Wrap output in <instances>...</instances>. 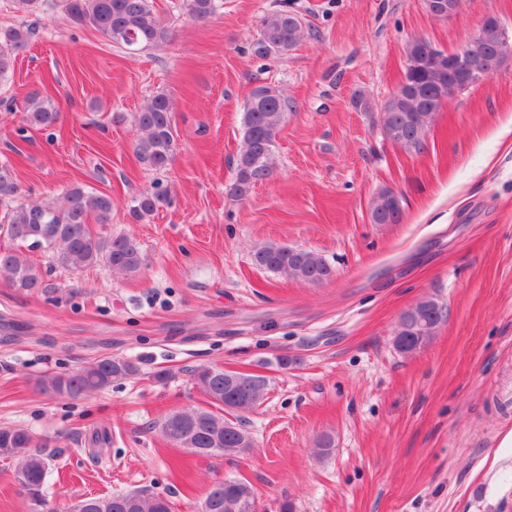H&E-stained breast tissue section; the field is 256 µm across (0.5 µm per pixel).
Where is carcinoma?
I'll return each mask as SVG.
<instances>
[{"instance_id":"obj_1","label":"carcinoma","mask_w":512,"mask_h":512,"mask_svg":"<svg viewBox=\"0 0 512 512\" xmlns=\"http://www.w3.org/2000/svg\"><path fill=\"white\" fill-rule=\"evenodd\" d=\"M65 10L77 26L95 30L112 43L129 51L160 46L171 38L170 30L155 16L151 0H65ZM183 8L195 22L211 19L217 0H183ZM259 37L250 44L258 59L285 56L304 36L297 13L286 8L264 14L259 20ZM35 34L34 24L0 29V79L12 70L14 52L26 47ZM406 90L387 99L386 129L390 141L407 150L424 149L435 115L448 101V85L453 76L448 57L430 56L426 45L411 40L404 49ZM468 55L494 64L496 46L492 36L473 39ZM291 105L281 90L267 84L252 89L243 112V146L234 165L230 192L242 199L252 188L269 179L275 167L276 137ZM24 120L39 127H51L60 112L50 98L29 97ZM133 121L139 136L133 152L144 166L165 170L176 148V122L170 98L159 92L148 99ZM20 194L13 164L0 163V204ZM133 213L141 218L171 203L168 191L155 185L133 200ZM402 219L400 197L390 190L379 192L371 203L374 224H397ZM112 223V197L89 192L75 184L65 190L62 200L53 204H16L0 215V237L12 247L0 250V276L21 293L47 287L41 268L26 252L42 249L61 268L78 270L94 265L110 272L134 274L144 258L137 241L127 235L100 236L91 223ZM256 266L273 274L321 284L334 276V269L318 254L284 245L268 244L253 253ZM438 301L427 298L400 317L395 348L411 354L436 335L443 317L436 313ZM140 372L134 361L116 356L98 358L75 371L60 372L40 381L43 392L63 398H76L109 388L115 382L132 379ZM191 381L203 397L199 406L173 412L159 427L161 438L174 448H182L201 458L236 456L254 440L241 425L226 418V408L249 412L262 404L268 380L262 375L226 372L201 366L191 372ZM44 444L21 426L0 427V458L9 461L14 481L22 480L37 494L44 493L51 457ZM218 452H213V449ZM254 497L245 479L229 478L214 483L203 503L207 512H238L236 503ZM92 512H174L172 502L161 503L158 495L134 490L92 498Z\"/></svg>"}]
</instances>
